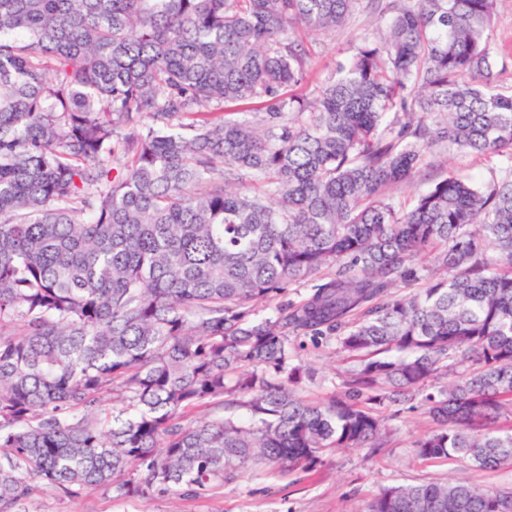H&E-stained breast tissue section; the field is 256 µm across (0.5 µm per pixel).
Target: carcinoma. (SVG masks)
Here are the masks:
<instances>
[{
    "mask_svg": "<svg viewBox=\"0 0 512 512\" xmlns=\"http://www.w3.org/2000/svg\"><path fill=\"white\" fill-rule=\"evenodd\" d=\"M360 2L0 0V512L42 486L195 496L245 466L311 471L384 447L400 406L431 422L418 456L512 462L496 0H371L377 35L309 83L297 34ZM438 145L502 164L396 207ZM302 336L358 362L325 400L298 389ZM367 512H512V492L395 486Z\"/></svg>",
    "mask_w": 512,
    "mask_h": 512,
    "instance_id": "obj_1",
    "label": "carcinoma"
}]
</instances>
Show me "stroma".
Here are the masks:
<instances>
[{
    "instance_id": "35a3bbf8",
    "label": "stroma",
    "mask_w": 512,
    "mask_h": 512,
    "mask_svg": "<svg viewBox=\"0 0 512 512\" xmlns=\"http://www.w3.org/2000/svg\"><path fill=\"white\" fill-rule=\"evenodd\" d=\"M381 22L373 9H365L345 27L306 36L308 78L323 83L335 74L337 63L351 57L362 36L374 34ZM496 48L494 84L512 87V0H497L495 19L489 31ZM499 159L467 157L432 147L421 173L412 184L393 189L396 206L409 205L418 192L449 173L462 170L477 177L498 168ZM297 359L314 366L315 380L304 382L305 396H330L355 362L341 352L334 339L312 344L294 342ZM390 433L384 448L339 449L324 456L312 471L275 470L269 473L242 468L237 479L194 497L176 494L149 499L118 498L97 490L71 494L56 487L37 491L33 512H366L371 500L384 488L427 482H468L495 489L512 488V463L493 471H478L462 460H432L418 456L414 441L424 434L430 421L424 411L390 415Z\"/></svg>"
}]
</instances>
